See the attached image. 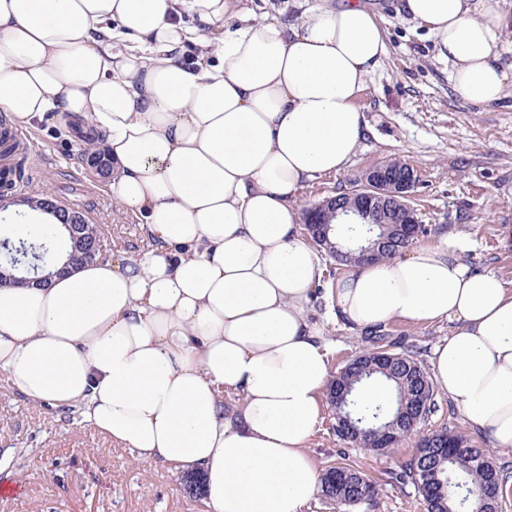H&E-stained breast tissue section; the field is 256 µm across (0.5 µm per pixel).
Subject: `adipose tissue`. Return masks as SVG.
<instances>
[{
  "label": "adipose tissue",
  "instance_id": "adipose-tissue-1",
  "mask_svg": "<svg viewBox=\"0 0 512 512\" xmlns=\"http://www.w3.org/2000/svg\"><path fill=\"white\" fill-rule=\"evenodd\" d=\"M300 7L252 24L236 0H0V112L103 137V190L147 240L132 258L0 288V374L35 402L80 407L140 460L201 473L209 512H305L321 491L307 447L332 374L307 312L324 270L296 200L355 156L354 102L388 46L364 0ZM400 10L465 99L512 84V0ZM60 221L10 207L0 237ZM457 248L444 237L352 268L328 303L361 332L450 324L433 381L512 453V289ZM228 393L243 398L230 411Z\"/></svg>",
  "mask_w": 512,
  "mask_h": 512
}]
</instances>
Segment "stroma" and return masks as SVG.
I'll return each instance as SVG.
<instances>
[{
	"label": "stroma",
	"instance_id": "1",
	"mask_svg": "<svg viewBox=\"0 0 512 512\" xmlns=\"http://www.w3.org/2000/svg\"><path fill=\"white\" fill-rule=\"evenodd\" d=\"M398 0H366L387 31L388 54L371 74L355 104L365 134L351 163L306 186L300 207L350 189L363 171L398 157L418 174L413 204L426 232L418 245L443 235L459 236L472 267L497 271L512 283V89L498 101L474 104L461 97L450 79L451 67L436 57L427 29L395 12ZM28 169L38 173L37 193L61 205L81 208L91 223L103 225L105 251L135 256L143 238L134 217L121 214L102 181L92 176L77 147L74 131H31ZM324 276L308 317L331 349L330 368L339 371L365 349L363 333L329 311L325 295L345 267L321 255ZM385 334L416 345L423 368H430L434 346L448 324L389 322ZM438 408L416 435L392 453L379 456L345 444L324 407L308 451L319 469L347 463L381 487L374 508L333 510L315 499L306 512H425L412 487L391 485L389 471L409 459L419 436L442 427L466 431L448 395L436 390ZM18 489L0 492V512H208L202 498L186 489L179 473L159 463H144L93 427L70 419L66 409L31 402L0 377V454Z\"/></svg>",
	"mask_w": 512,
	"mask_h": 512
}]
</instances>
